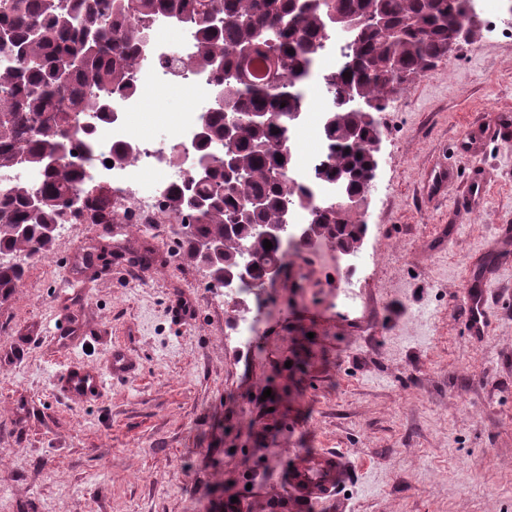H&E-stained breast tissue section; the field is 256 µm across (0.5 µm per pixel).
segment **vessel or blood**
<instances>
[{"label":"vessel or blood","instance_id":"obj_1","mask_svg":"<svg viewBox=\"0 0 512 512\" xmlns=\"http://www.w3.org/2000/svg\"><path fill=\"white\" fill-rule=\"evenodd\" d=\"M484 285L470 286L463 306V318L474 333H484L490 322V312L485 305ZM136 367L123 351L112 353V367L109 374L76 363L57 374L59 391L64 398L88 401L100 397L107 378L123 379L132 377ZM290 494L299 504L335 495L340 486L344 466L339 454L332 451H314L293 457L285 464Z\"/></svg>","mask_w":512,"mask_h":512}]
</instances>
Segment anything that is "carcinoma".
Returning a JSON list of instances; mask_svg holds the SVG:
<instances>
[{
	"label": "carcinoma",
	"instance_id": "1",
	"mask_svg": "<svg viewBox=\"0 0 512 512\" xmlns=\"http://www.w3.org/2000/svg\"><path fill=\"white\" fill-rule=\"evenodd\" d=\"M96 2L0 0V171L23 157L43 174L35 203L21 182L0 192L1 301L24 278L25 267L15 258L34 259L52 249L58 225L72 216L69 195L83 189V172L67 163L48 166V152L63 145L91 147L92 133L74 128L75 113L112 112V90L128 89L129 73L139 62L140 28L153 16L172 15L194 29L199 52L191 65L213 75L228 104L227 112H214L202 126L205 137L196 147L200 158L211 160L208 174L193 182L200 206L188 204L183 184L164 197L166 212L187 219L184 254L206 267L215 288L225 287V276L244 265L251 273L241 286L264 280L273 265L286 268L279 254L282 238L267 250L254 233L256 224L281 223L285 199L309 212L308 243L327 240L345 254L361 247L366 225L352 218L353 210L320 208L312 192L286 178L288 113L303 107L317 42L330 29V16L383 22L342 33L354 65L326 82L332 107L325 116L328 152L318 176L336 183L344 200L362 199L371 189L373 156L367 146L378 128L370 114L383 111L397 87L448 57L451 33L463 18L460 0H315L313 6L304 0H108L103 10ZM258 59L269 70L261 82L250 71ZM86 77L97 95L83 94ZM347 88L368 107L342 102ZM253 112L264 113L268 123L244 122L234 141L224 143L225 115L245 118ZM227 151L238 170L231 177L224 176ZM84 208L94 224L117 219L105 197ZM206 239L223 244L222 260L213 263L199 252L197 244Z\"/></svg>",
	"mask_w": 512,
	"mask_h": 512
}]
</instances>
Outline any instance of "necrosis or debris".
I'll use <instances>...</instances> for the list:
<instances>
[{
  "label": "necrosis or debris",
  "instance_id": "necrosis-or-debris-1",
  "mask_svg": "<svg viewBox=\"0 0 512 512\" xmlns=\"http://www.w3.org/2000/svg\"><path fill=\"white\" fill-rule=\"evenodd\" d=\"M152 39L140 50V65L130 72V93L113 95L110 121L84 112L80 121L93 125V145L82 153L75 165L83 170L87 185H104L111 192L113 206H125L130 224H164L169 215L161 203L173 183L186 179L189 170L175 166L176 154L196 151V135L210 115L200 109L202 101L214 95L215 85L209 73L192 69L190 59L197 52L191 27L169 15L155 16L151 22ZM175 85L192 107L186 112H158L155 124L168 130L160 139L142 132L132 119L143 100L157 89ZM331 104L328 95H320L317 103L306 104L300 113L293 135L309 143L299 157L293 158L289 178L297 185L312 189L318 206L335 205L338 198L335 184L317 179L316 170L327 152L322 123ZM120 144L133 146L134 154L117 156Z\"/></svg>",
  "mask_w": 512,
  "mask_h": 512
}]
</instances>
